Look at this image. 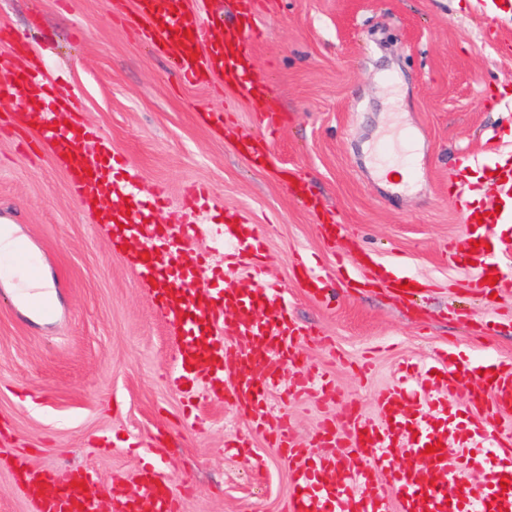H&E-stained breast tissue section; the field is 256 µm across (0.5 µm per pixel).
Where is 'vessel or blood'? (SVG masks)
<instances>
[{"label":"vessel or blood","instance_id":"obj_1","mask_svg":"<svg viewBox=\"0 0 512 512\" xmlns=\"http://www.w3.org/2000/svg\"><path fill=\"white\" fill-rule=\"evenodd\" d=\"M239 21L223 28L221 38L209 39L215 19H203L184 0H137V14L148 19L141 34L154 48L173 56L179 76L186 82L218 78L253 91L250 52L242 29L253 20L252 0H238ZM209 39L207 52H199L201 39ZM0 98L15 100L14 119L35 128L40 146L51 148L57 161L70 171L83 205H91L103 193H111L112 206L102 222L113 223V240L132 242L127 257L139 280L150 287L161 314L178 342L181 370H198L207 384L223 382L229 361L238 365L236 399L250 410L257 432L272 435L281 457L292 472V492L285 512H512V429L504 420L512 416V368L496 364L462 369L441 367L430 386L421 387L424 411L409 412L411 390L400 384L377 398V417L367 420L357 407H349L339 423L322 429L324 453L311 454L287 429L271 430L265 421L269 391L280 386L279 364L291 361L304 327L290 316L288 302L279 288L247 291L236 285L237 270L245 265L260 269L266 259L263 244L252 225L228 221L224 239L231 243L234 262L214 267L209 285L175 265L178 241L166 225L150 223L154 203L163 202L164 189L154 200L133 194L135 177L125 160L113 157L103 165L74 152L76 128L56 122L64 108L55 99L39 69L0 84ZM455 202L464 212L471 231L461 248L452 249V261L474 262L480 276L473 288L490 294L487 276L499 275V259L512 250V242L491 235L490 230L511 216L508 211L478 216L464 197ZM298 280L312 289L316 299L327 300L324 275L299 264ZM234 310L223 333L212 329L217 308ZM469 375L468 419L455 417L451 399L462 375ZM329 385L325 373L299 368L294 386L322 391ZM488 467L487 482L475 489L463 477L475 461ZM20 486H39L43 495L33 502V512H100V495L82 492L81 483H59L47 469H35L27 461L17 463ZM113 512H178L173 490L153 478L140 476L137 489L113 497Z\"/></svg>","mask_w":512,"mask_h":512}]
</instances>
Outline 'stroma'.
<instances>
[{
  "mask_svg": "<svg viewBox=\"0 0 512 512\" xmlns=\"http://www.w3.org/2000/svg\"><path fill=\"white\" fill-rule=\"evenodd\" d=\"M255 2L245 36L263 78L256 97L181 80L124 21L135 0H0V54L13 72L39 67L56 97L73 99L72 124L126 159L140 196L165 188L159 223H184L188 188H208L182 255L202 278L225 255L226 215L254 225L268 261L239 268L240 285L287 292L308 331L297 356L330 381L321 394L270 391L267 420L313 451L326 420L353 404L375 418L378 395L404 379L419 385L440 353L512 366V260L485 302L474 270L448 258L468 231L451 187L491 204L500 193L487 152L512 158V0L494 20L487 0ZM399 127L416 133L409 155H393L418 168L410 187L374 160ZM246 136L267 140L265 162L252 161ZM292 174L318 210L289 191ZM329 217L344 227L333 240L319 230ZM4 223L29 242L55 297L51 315L36 314L0 278V512H31L14 469L22 451L58 480L89 472L122 492L151 471L182 489L181 512H283L290 465L230 398L233 377L217 393L170 379L171 329L126 249L52 153L31 154L12 130L0 131ZM300 256L336 283V307L299 286ZM372 258L407 271L419 292L373 282ZM238 437L249 451L226 454Z\"/></svg>",
  "mask_w": 512,
  "mask_h": 512,
  "instance_id": "obj_1",
  "label": "stroma"
}]
</instances>
